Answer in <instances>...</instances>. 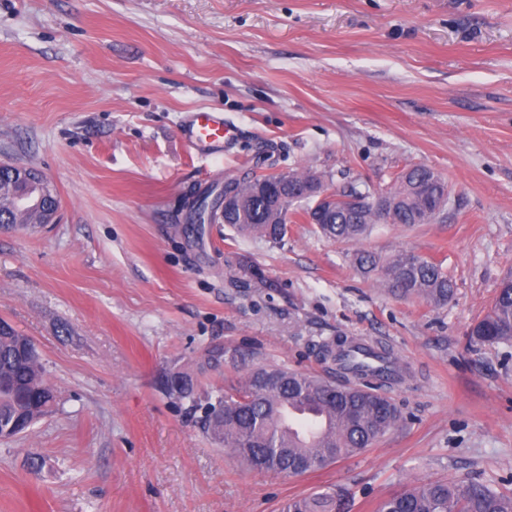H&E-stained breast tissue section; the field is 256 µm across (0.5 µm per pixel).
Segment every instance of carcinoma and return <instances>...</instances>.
Returning <instances> with one entry per match:
<instances>
[{"label": "carcinoma", "instance_id": "obj_1", "mask_svg": "<svg viewBox=\"0 0 512 512\" xmlns=\"http://www.w3.org/2000/svg\"><path fill=\"white\" fill-rule=\"evenodd\" d=\"M243 193L241 207L224 212V223L243 235H258L277 243L287 234L288 224L279 223L278 198L299 185L309 195L304 214H310L318 175L305 172L253 173L235 180ZM19 185L0 183V224L25 227L46 224L41 211H17L14 198ZM448 193V185L424 165H414L388 191L389 212L379 214L370 190L352 186L336 191V209L329 222L317 225L326 237L357 244L377 224H431L441 219L436 200ZM354 263L363 272L378 276L388 292L399 299H421L434 308L454 301L456 290L442 263L411 251L386 260L358 249ZM471 341L481 345L512 344V274L497 288L487 313L470 329ZM29 338L13 328L0 330V425L22 417L30 423L52 411L55 396L44 377L41 358L22 357L18 347ZM346 342L322 346L323 357L336 363V374L360 378L399 379L391 353L359 349L351 354ZM247 366L237 384L208 405L203 427L210 437L259 472L300 476L354 457L372 447L385 434L398 428L402 414L392 398L378 388L338 383L316 372L268 365L256 354L240 356ZM308 406L327 419L323 436L313 442L292 439L283 429L281 409L287 405ZM343 492L327 491L294 497L282 512H339ZM376 512H512V491L504 493L478 481L428 480L390 495Z\"/></svg>", "mask_w": 512, "mask_h": 512}]
</instances>
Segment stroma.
<instances>
[{
	"mask_svg": "<svg viewBox=\"0 0 512 512\" xmlns=\"http://www.w3.org/2000/svg\"><path fill=\"white\" fill-rule=\"evenodd\" d=\"M198 109L239 128L223 151L185 140ZM0 163L59 199L46 226L0 231V319L56 395L0 439V512H280L336 488L342 512H376L423 480L512 490V346L468 337L512 271V0H0ZM416 164L448 184L441 222L361 246L441 261L444 308L395 298L302 209L277 244L191 221L251 169L385 190ZM337 337L392 350L403 422L302 476L241 464L161 386L238 381L204 369L215 348L320 372L312 346Z\"/></svg>",
	"mask_w": 512,
	"mask_h": 512,
	"instance_id": "stroma-1",
	"label": "stroma"
}]
</instances>
